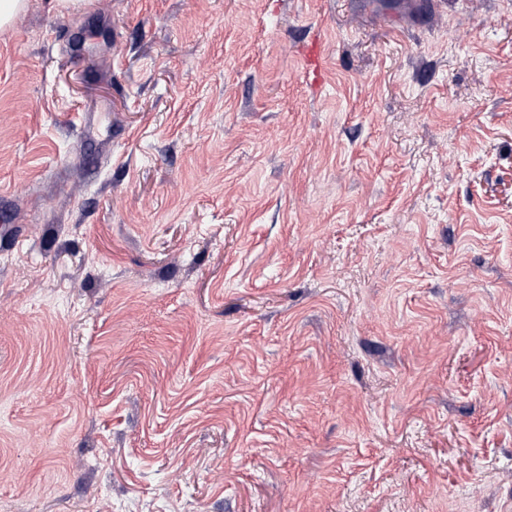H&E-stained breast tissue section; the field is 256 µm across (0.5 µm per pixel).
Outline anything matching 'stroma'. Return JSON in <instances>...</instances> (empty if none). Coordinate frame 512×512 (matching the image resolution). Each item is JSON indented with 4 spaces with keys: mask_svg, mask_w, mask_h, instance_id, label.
<instances>
[{
    "mask_svg": "<svg viewBox=\"0 0 512 512\" xmlns=\"http://www.w3.org/2000/svg\"><path fill=\"white\" fill-rule=\"evenodd\" d=\"M27 2L0 512H512V0ZM303 60L304 73L308 81L318 85L323 81L325 75L326 58L323 43L320 38L315 37L307 45L299 50Z\"/></svg>",
    "mask_w": 512,
    "mask_h": 512,
    "instance_id": "stroma-1",
    "label": "stroma"
}]
</instances>
